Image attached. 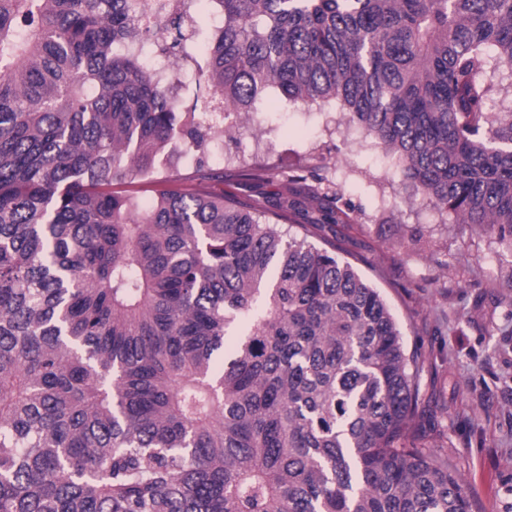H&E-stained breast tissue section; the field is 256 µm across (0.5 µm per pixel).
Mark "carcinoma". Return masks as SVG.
<instances>
[{
    "mask_svg": "<svg viewBox=\"0 0 512 512\" xmlns=\"http://www.w3.org/2000/svg\"><path fill=\"white\" fill-rule=\"evenodd\" d=\"M0 0V512H471L419 358L331 249L172 176L215 128L147 73L191 11ZM224 111L334 100L512 251V0H214ZM142 184L144 202L117 185ZM491 109L492 112H512V77L507 72L494 77Z\"/></svg>",
    "mask_w": 512,
    "mask_h": 512,
    "instance_id": "carcinoma-1",
    "label": "carcinoma"
}]
</instances>
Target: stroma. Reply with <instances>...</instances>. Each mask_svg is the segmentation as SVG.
Masks as SVG:
<instances>
[{
  "instance_id": "stroma-1",
  "label": "stroma",
  "mask_w": 512,
  "mask_h": 512,
  "mask_svg": "<svg viewBox=\"0 0 512 512\" xmlns=\"http://www.w3.org/2000/svg\"><path fill=\"white\" fill-rule=\"evenodd\" d=\"M204 162L223 179L202 185L184 167V191L203 186L265 215L276 201L335 213L332 230L302 233L297 213L276 225L318 248L335 241L337 258L378 289L419 355L420 434L444 444L472 512H512V254L416 193L396 157L334 101L271 91Z\"/></svg>"
}]
</instances>
